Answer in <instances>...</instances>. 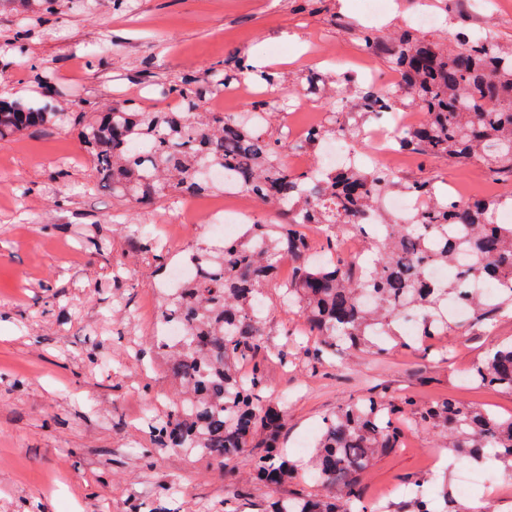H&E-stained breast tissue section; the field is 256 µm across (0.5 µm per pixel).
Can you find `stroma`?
Returning a JSON list of instances; mask_svg holds the SVG:
<instances>
[{"mask_svg": "<svg viewBox=\"0 0 512 512\" xmlns=\"http://www.w3.org/2000/svg\"><path fill=\"white\" fill-rule=\"evenodd\" d=\"M361 25L351 0L303 11L296 0H139L135 18L112 12L106 0H70L55 21L31 22L29 57L49 65L60 105L82 100L90 109L126 99L172 108V100L148 93L150 77L198 76L213 61L264 55L275 44L289 49L275 62L286 86L297 87L308 65L303 49L312 44L397 87L386 60L361 49ZM27 59L0 58V94L33 104L41 88ZM402 174L512 194V178L479 161L411 159ZM93 182L75 129L47 126L0 141V512H36L40 504L46 512H224L231 495L243 512H265L273 499L314 493L301 440L319 433L323 416L372 392L421 402L452 396L512 416V393L477 387L468 376L491 349L512 341V313L479 332L451 330L427 357L346 350L338 366H316L299 308L281 304L270 287L263 397L286 402L280 441L301 476L276 488L253 480L260 440L238 460L233 482L205 459L153 450L144 415L165 412L177 389L155 348L154 296L193 249L223 241L206 227L182 232L170 224L182 199L141 209ZM129 222L162 242V260L129 236ZM464 469L432 431L420 430L373 465L361 492L396 507L416 479L453 486ZM163 483L177 486L175 497L158 496Z\"/></svg>", "mask_w": 512, "mask_h": 512, "instance_id": "obj_1", "label": "stroma"}]
</instances>
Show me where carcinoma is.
Returning a JSON list of instances; mask_svg holds the SVG:
<instances>
[{"label":"carcinoma","instance_id":"cac0c4a2","mask_svg":"<svg viewBox=\"0 0 512 512\" xmlns=\"http://www.w3.org/2000/svg\"><path fill=\"white\" fill-rule=\"evenodd\" d=\"M22 14L43 22L56 15L61 0H12ZM30 38L21 23L0 51L23 57ZM366 49L384 54L399 76L404 97L376 89L350 70L304 73L301 90L321 97L348 96L358 111L332 113L327 125L312 130L308 148L336 135L353 136L372 109H391L405 101L425 114L424 122L400 132L398 148L413 155L444 157L453 162L484 161L496 175L512 176V42L488 26L473 29L457 19L449 46L420 39L404 27L385 41L374 28H361ZM38 107L0 96V140H9L47 124L79 130L80 148L93 164L99 186L125 201L148 208L171 193L202 195L214 189L202 177L210 162L235 176L237 185L270 206L276 221L257 220L240 237L212 251L200 248L189 257L196 279L162 290L161 321L184 329L177 344L161 342L169 370L181 386L162 418L149 428L163 448L202 456L221 474L235 475L234 463L258 436L267 448L253 461V476L267 485L293 478L294 468L279 447L286 425L283 410L263 400L264 376L258 355L265 348L264 319L255 314L262 291L276 276L278 258H295L291 279L282 289L285 301L299 303L309 331L316 336L311 357L316 364L336 363L342 348L384 353L394 348L432 349L431 341L451 328L484 329L512 310V224L497 214L512 198L442 195L433 179H404L391 167L348 165L317 174L289 169L278 160L283 138L281 111L256 99L237 118L201 112L208 96L244 77L278 93L281 72L255 68L250 56L218 61L193 78L160 81L154 91L173 99L176 108L146 111L132 99L110 108L86 111L85 104L62 107L52 95L47 67ZM408 191L426 200L418 224L387 223L377 234L368 224L382 198ZM307 224H321L328 259H310L312 244L302 235ZM368 241L374 258L355 262L341 249V231ZM452 263L447 281L425 276L431 264ZM482 283L496 287L488 300ZM456 302L466 318L452 323L445 310ZM419 319L416 336H405L402 316ZM470 379L481 387L512 392V342L488 354L472 368ZM406 421L448 440L453 455L472 466L489 460L512 468V416L502 418L453 398L421 404L413 397L377 395L351 400L323 418L321 436L309 458L317 491L274 500L267 512H376L365 500L360 482L376 460L401 447ZM397 512H460L448 488L427 497L424 483Z\"/></svg>","mask_w":512,"mask_h":512}]
</instances>
